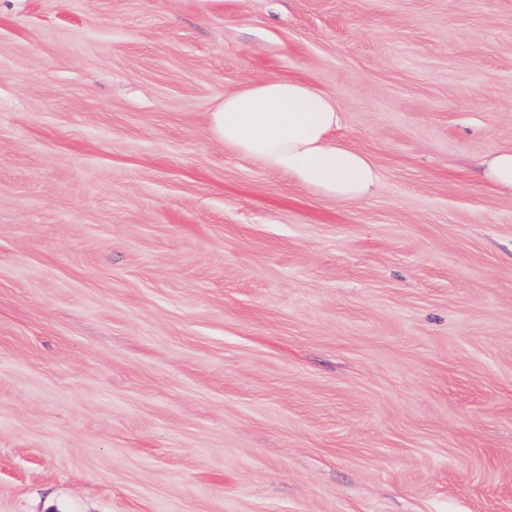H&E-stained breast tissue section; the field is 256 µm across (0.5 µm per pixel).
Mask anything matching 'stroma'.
Here are the masks:
<instances>
[{"label": "stroma", "mask_w": 512, "mask_h": 512, "mask_svg": "<svg viewBox=\"0 0 512 512\" xmlns=\"http://www.w3.org/2000/svg\"><path fill=\"white\" fill-rule=\"evenodd\" d=\"M380 187L224 147L271 78ZM512 0H0V512H512ZM486 177L500 186L512 188V151H501L486 161Z\"/></svg>", "instance_id": "stroma-1"}]
</instances>
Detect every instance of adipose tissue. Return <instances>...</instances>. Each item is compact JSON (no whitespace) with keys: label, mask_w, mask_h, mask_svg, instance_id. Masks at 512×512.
Wrapping results in <instances>:
<instances>
[{"label":"adipose tissue","mask_w":512,"mask_h":512,"mask_svg":"<svg viewBox=\"0 0 512 512\" xmlns=\"http://www.w3.org/2000/svg\"><path fill=\"white\" fill-rule=\"evenodd\" d=\"M209 121L211 135L226 147L323 197L355 202L379 184L370 158L334 139L342 123L335 100L307 84L280 78L251 84L219 100Z\"/></svg>","instance_id":"adipose-tissue-1"}]
</instances>
